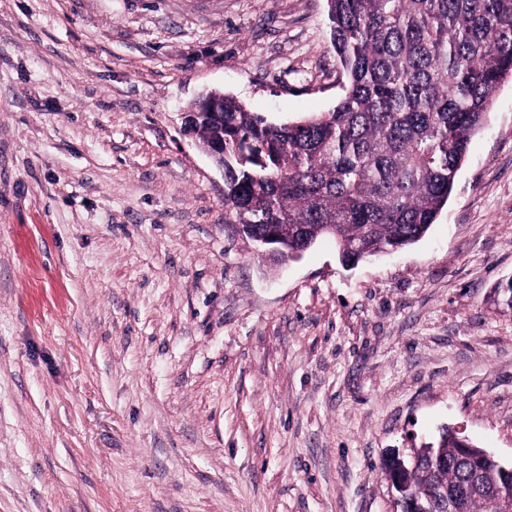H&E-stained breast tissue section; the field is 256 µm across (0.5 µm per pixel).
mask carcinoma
I'll return each mask as SVG.
<instances>
[{
    "label": "carcinoma",
    "mask_w": 512,
    "mask_h": 512,
    "mask_svg": "<svg viewBox=\"0 0 512 512\" xmlns=\"http://www.w3.org/2000/svg\"><path fill=\"white\" fill-rule=\"evenodd\" d=\"M343 95L318 116L275 123L224 96L204 112L199 140L224 143L229 224L280 237L281 258L320 238L343 262L422 239L447 205L471 137L486 123L493 92L512 76V0H327ZM402 475L421 502L436 488L467 484L458 435L443 433ZM459 504L487 512L491 487L512 499L498 459Z\"/></svg>",
    "instance_id": "obj_1"
}]
</instances>
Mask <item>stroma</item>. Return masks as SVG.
<instances>
[{"instance_id": "obj_1", "label": "stroma", "mask_w": 512, "mask_h": 512, "mask_svg": "<svg viewBox=\"0 0 512 512\" xmlns=\"http://www.w3.org/2000/svg\"><path fill=\"white\" fill-rule=\"evenodd\" d=\"M343 93L326 0H0V512H395L392 451L512 462V77L396 252L281 267L184 136Z\"/></svg>"}]
</instances>
